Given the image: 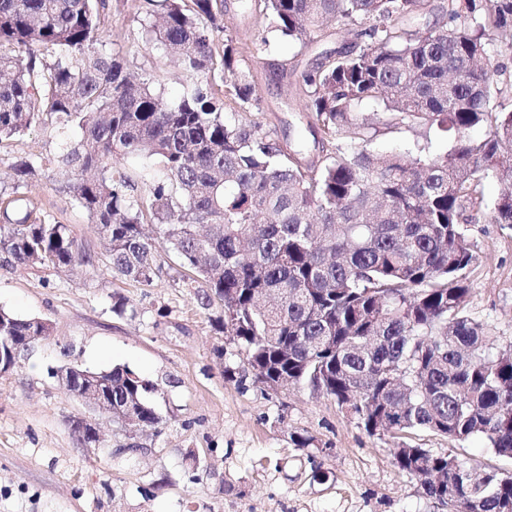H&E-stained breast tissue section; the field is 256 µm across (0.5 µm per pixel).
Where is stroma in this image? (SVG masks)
<instances>
[{
    "label": "stroma",
    "mask_w": 512,
    "mask_h": 512,
    "mask_svg": "<svg viewBox=\"0 0 512 512\" xmlns=\"http://www.w3.org/2000/svg\"><path fill=\"white\" fill-rule=\"evenodd\" d=\"M152 11L150 0H127L113 9L103 38L131 72L153 76L157 95L170 105L187 79L163 50L146 43L137 19ZM224 22L218 47L225 34L249 42L265 29L241 0H224ZM353 40L332 28L318 45L284 42L252 57L247 67L256 101L239 120L260 123L270 141L292 139L306 119L301 73ZM57 152L50 128L41 126L0 143V190L12 189L18 160H36L38 171L23 192L69 225L91 256L70 271L0 261V307L52 327L0 376V512H437L396 467L391 451L399 439L368 435L333 399L307 386L276 392L254 383L244 354L215 327L220 305L202 307L176 254L163 253L151 285L113 276L94 225L54 162ZM466 229L478 254L469 310L496 347L512 345V226L484 213ZM116 293L127 299L125 315L112 311ZM67 363L125 365L149 380L159 431L138 433L131 451L126 431L103 420L99 447L81 445L72 425L94 412L47 374ZM228 368L240 383L225 379ZM300 435L312 437V445L297 447ZM415 441L452 451L469 466L512 472V459L479 440L454 447L421 433Z\"/></svg>",
    "instance_id": "35a3bbf8"
}]
</instances>
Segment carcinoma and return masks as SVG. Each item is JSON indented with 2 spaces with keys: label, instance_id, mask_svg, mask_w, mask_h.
I'll list each match as a JSON object with an SVG mask.
<instances>
[{
  "label": "carcinoma",
  "instance_id": "carcinoma-1",
  "mask_svg": "<svg viewBox=\"0 0 512 512\" xmlns=\"http://www.w3.org/2000/svg\"><path fill=\"white\" fill-rule=\"evenodd\" d=\"M106 6L0 0V143L56 117L55 162L74 174L69 191L114 276L149 286L159 248L177 253L205 284L202 306L222 304L217 323L256 381L306 385L368 435H401L394 463L436 506L512 512L511 472L409 443L420 432L481 439L512 459V345L494 349L469 312L478 255L466 229L485 210L512 224V71L502 63L512 0H253L266 35L241 47L227 33L220 52L224 0H157L149 40L201 78L170 106L106 49ZM434 11L443 21L421 22ZM329 22L359 42L300 75L317 155L226 117L255 102L248 56L275 40L312 45ZM366 103L387 128L434 129L447 148H368ZM116 155L160 160L146 195H131ZM13 169L19 184L37 172L30 159ZM487 180L500 185L491 203L479 190ZM34 213L19 189L0 195L1 256L56 269L87 261L68 225ZM50 331L0 308V359L11 362L10 337ZM97 375L112 417L131 411L158 427L149 382L124 365Z\"/></svg>",
  "mask_w": 512,
  "mask_h": 512
}]
</instances>
